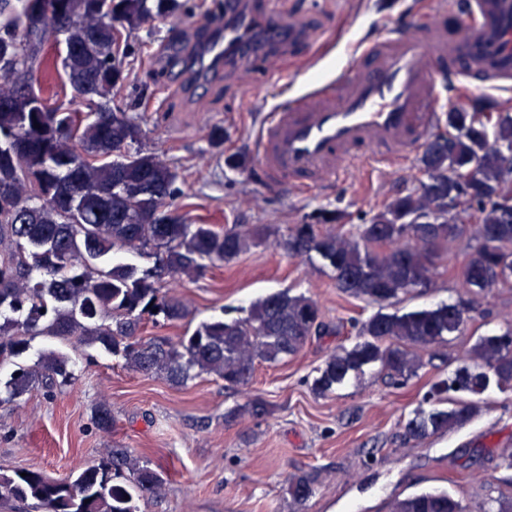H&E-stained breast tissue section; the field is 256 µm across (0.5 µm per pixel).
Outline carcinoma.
I'll use <instances>...</instances> for the list:
<instances>
[{
  "label": "carcinoma",
  "mask_w": 512,
  "mask_h": 512,
  "mask_svg": "<svg viewBox=\"0 0 512 512\" xmlns=\"http://www.w3.org/2000/svg\"><path fill=\"white\" fill-rule=\"evenodd\" d=\"M35 0H0V361L15 366L4 382L10 401L37 385L72 381L68 359L52 355L35 366L21 361L36 336H78L136 371H163L177 385L213 374L246 382L255 360L297 354L326 325L312 299L274 293L242 320L203 321L190 335L161 342L140 336L143 321L186 318L163 279L224 264L255 245L263 228L242 232L193 224L177 213L175 172L142 148V129L115 104L127 77L132 39L142 25L182 11L180 0H51L43 26L24 25ZM59 52L67 106L27 112L17 103L49 102L27 82L45 64L49 39ZM40 127H34V124ZM448 138H435L418 159L414 186L388 200L368 223L344 230L342 211L323 210L287 228L280 242L292 257L316 253L343 293L379 306L362 322L359 341L339 347L316 368L313 390L326 394L378 363L397 385L416 376L415 350H430L469 332L462 302L433 309L384 312L399 297L427 285L448 243L468 238L458 274L479 295L512 284V114L487 125L476 112L448 113ZM321 224L336 225L322 234ZM131 246L155 256L150 270L116 261ZM477 362L433 384L431 397L452 391L480 395L491 385L512 390V323L478 338ZM470 408H418L406 435L421 439L466 424ZM163 478L126 448H113L77 473L53 479L38 470H0V500L30 502L39 512H139L136 500L155 494ZM297 501L313 494L294 477ZM394 512H469L446 491L406 497ZM482 512H512V499L490 488Z\"/></svg>",
  "instance_id": "cac0c4a2"
}]
</instances>
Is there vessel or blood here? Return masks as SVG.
<instances>
[{
    "label": "vessel or blood",
    "instance_id": "b4317fda",
    "mask_svg": "<svg viewBox=\"0 0 512 512\" xmlns=\"http://www.w3.org/2000/svg\"><path fill=\"white\" fill-rule=\"evenodd\" d=\"M203 68L262 60L273 71L295 30L274 0H224L223 23L197 26ZM512 91V0H445L426 18L354 41L334 74L273 104L256 134L270 184L323 189L370 159L394 164L434 137L442 84Z\"/></svg>",
    "mask_w": 512,
    "mask_h": 512
}]
</instances>
